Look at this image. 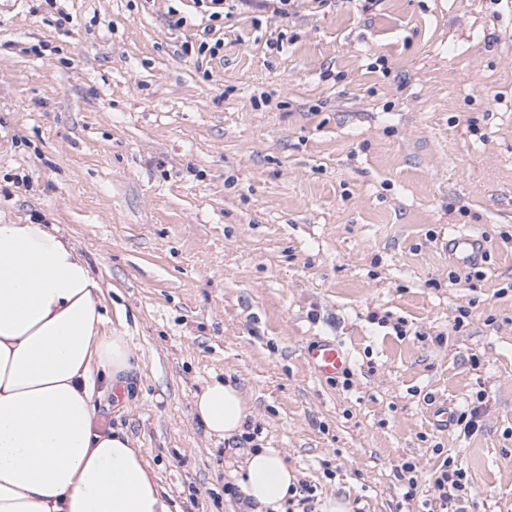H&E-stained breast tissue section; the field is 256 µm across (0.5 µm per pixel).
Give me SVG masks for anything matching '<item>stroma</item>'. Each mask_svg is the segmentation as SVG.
Returning a JSON list of instances; mask_svg holds the SVG:
<instances>
[{
	"label": "stroma",
	"mask_w": 512,
	"mask_h": 512,
	"mask_svg": "<svg viewBox=\"0 0 512 512\" xmlns=\"http://www.w3.org/2000/svg\"><path fill=\"white\" fill-rule=\"evenodd\" d=\"M168 6L0 0V221L57 229L102 283L135 353L97 388L102 428L172 512H250L231 473L256 448L313 512H421L447 458L468 512H512V0L250 10L208 63L182 52L192 0L181 26ZM464 228L488 260L452 284L441 241ZM322 338L350 387L307 366ZM215 378L246 395L247 438L194 417ZM444 401L479 405V430L437 427Z\"/></svg>",
	"instance_id": "1"
}]
</instances>
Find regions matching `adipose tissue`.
Instances as JSON below:
<instances>
[{
	"mask_svg": "<svg viewBox=\"0 0 512 512\" xmlns=\"http://www.w3.org/2000/svg\"><path fill=\"white\" fill-rule=\"evenodd\" d=\"M103 288L82 253L41 224H0V512H170L149 465L121 430H103L95 376L118 384L126 337L107 325ZM209 438L244 431L242 391L196 392ZM296 476L276 448L245 459L239 483L261 512H285Z\"/></svg>",
	"mask_w": 512,
	"mask_h": 512,
	"instance_id": "ef3b65f1",
	"label": "adipose tissue"
}]
</instances>
